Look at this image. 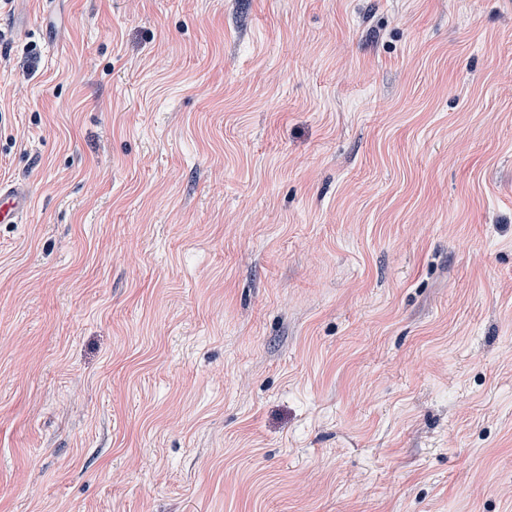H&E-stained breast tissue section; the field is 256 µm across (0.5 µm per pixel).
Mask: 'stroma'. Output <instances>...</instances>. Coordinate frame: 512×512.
I'll list each match as a JSON object with an SVG mask.
<instances>
[{"mask_svg": "<svg viewBox=\"0 0 512 512\" xmlns=\"http://www.w3.org/2000/svg\"><path fill=\"white\" fill-rule=\"evenodd\" d=\"M0 512H512V0H5ZM32 196L26 182L0 181V224H24L32 211Z\"/></svg>", "mask_w": 512, "mask_h": 512, "instance_id": "stroma-1", "label": "stroma"}]
</instances>
